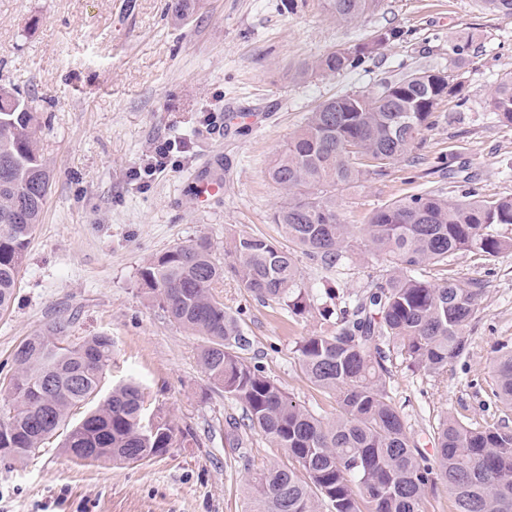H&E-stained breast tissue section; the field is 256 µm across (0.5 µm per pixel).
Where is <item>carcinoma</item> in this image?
Masks as SVG:
<instances>
[{
	"mask_svg": "<svg viewBox=\"0 0 512 512\" xmlns=\"http://www.w3.org/2000/svg\"><path fill=\"white\" fill-rule=\"evenodd\" d=\"M343 21L375 12L381 0H325ZM403 37L375 32L350 53L334 50L305 62L299 76L335 75ZM457 78L412 71L376 92H352L320 104L280 149L268 169L281 197L273 221L295 245L283 250L262 236L231 240V269L264 304L300 315L310 304L296 251L333 268L354 254L380 262L384 274L361 295L344 300L336 331L315 332L296 346L302 373L334 396L326 420L296 401L241 356L249 340L215 288L224 264L199 238L147 258L137 269L144 297L179 327L203 339L199 364L243 416L226 419L229 443L242 431L260 433L286 451L289 464L257 472L248 487L250 512H423L425 494L448 484L455 512H512V428L472 427L445 419L434 430L436 454L427 459L392 404L386 361L439 374L465 351L464 327L478 310L480 284L424 278L428 265L448 266L462 254L512 253V197L469 191L450 202L433 191L394 200L363 225L340 218L338 200L353 184L383 176L409 156L433 125L445 99L461 96ZM512 124V72L489 100ZM41 116L33 101L0 85V311L7 310L27 249L51 188L41 147ZM58 320L26 337L12 354L13 372L0 378L11 400L0 403V457L24 462L70 425L61 448L80 460L129 465L165 454L191 429L177 430L161 409L149 410L142 385L127 380L104 390L112 337L71 341ZM493 395L512 410V349H499Z\"/></svg>",
	"mask_w": 512,
	"mask_h": 512,
	"instance_id": "cac0c4a2",
	"label": "carcinoma"
}]
</instances>
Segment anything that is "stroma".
Listing matches in <instances>:
<instances>
[{"label":"stroma","instance_id":"35a3bbf8","mask_svg":"<svg viewBox=\"0 0 512 512\" xmlns=\"http://www.w3.org/2000/svg\"><path fill=\"white\" fill-rule=\"evenodd\" d=\"M168 2L0 0V84L33 98L53 169L15 300L0 312V372H11L23 339L69 320L70 338L111 336L107 382L138 379L147 401L195 438L130 466L75 461L47 443L24 463L0 461V512H248L253 474L287 464L284 449L253 431L230 448L225 419L242 417L241 407L201 369V339L147 303L135 273L148 256L201 237L219 256L242 236L289 248L272 222L279 190L267 168L318 104L416 69L446 71L466 86L465 104L438 106L413 159L345 193L346 223H366L380 206L423 190L512 195V125L488 107L512 72V18L479 0H383L349 22L322 0H203L178 23ZM385 27L406 36L355 70L296 79L301 64ZM163 138L184 141L180 166L137 185L130 168ZM218 174L223 192L199 199L201 182ZM298 263L318 298L329 285L363 293L382 272L371 259L339 271L303 255ZM447 275L483 288L465 353L438 375L399 358L390 366L391 400L429 457L440 421L487 426L507 416L491 388L495 352L512 346V255H468L423 272L433 282ZM222 294L250 342L245 360L308 409L335 417L334 399L306 380L295 355L303 336L334 331V322L316 305L297 316L264 305L229 272Z\"/></svg>","mask_w":512,"mask_h":512}]
</instances>
